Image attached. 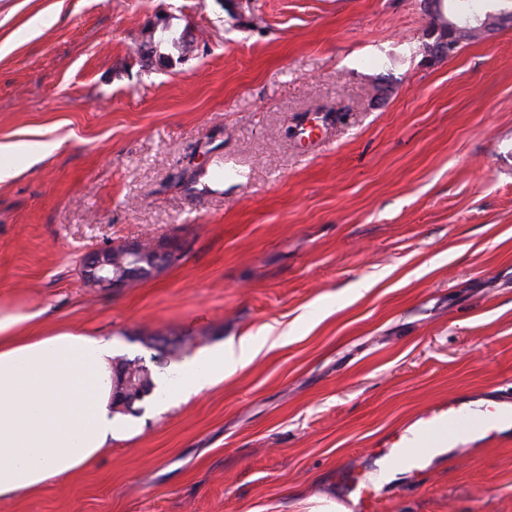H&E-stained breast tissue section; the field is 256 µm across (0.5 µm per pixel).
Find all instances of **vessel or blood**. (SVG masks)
Returning a JSON list of instances; mask_svg holds the SVG:
<instances>
[{
	"label": "vessel or blood",
	"mask_w": 512,
	"mask_h": 512,
	"mask_svg": "<svg viewBox=\"0 0 512 512\" xmlns=\"http://www.w3.org/2000/svg\"><path fill=\"white\" fill-rule=\"evenodd\" d=\"M512 435V397L478 398L469 394L439 401L417 412L390 433L375 454L383 469L406 467L417 475L448 448H470ZM340 481L351 497L353 512H374L378 493L356 470L342 471Z\"/></svg>",
	"instance_id": "1"
}]
</instances>
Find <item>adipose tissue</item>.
<instances>
[{
    "label": "adipose tissue",
    "mask_w": 512,
    "mask_h": 512,
    "mask_svg": "<svg viewBox=\"0 0 512 512\" xmlns=\"http://www.w3.org/2000/svg\"><path fill=\"white\" fill-rule=\"evenodd\" d=\"M35 312L0 310V502L37 495L90 466L132 430L110 405L111 340L77 327L42 331ZM262 344L250 337L193 357L167 403L221 384Z\"/></svg>",
    "instance_id": "obj_1"
}]
</instances>
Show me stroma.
<instances>
[{"instance_id": "obj_1", "label": "stroma", "mask_w": 512, "mask_h": 512, "mask_svg": "<svg viewBox=\"0 0 512 512\" xmlns=\"http://www.w3.org/2000/svg\"><path fill=\"white\" fill-rule=\"evenodd\" d=\"M450 57L422 0H0V309L45 329L264 346L140 403L139 435L0 512H308L412 415L512 396V0ZM50 23L38 34L28 24ZM192 36L187 50L171 37ZM174 260L116 290L89 253ZM379 512H512V439L381 489ZM58 143H18V144H0V154H22L28 157L45 156L58 149ZM132 249L117 246L90 255L84 264L83 276L85 280L96 288L112 289L123 288L129 280L112 277V266L122 264L124 257L132 253ZM263 342L244 336L237 343L230 342L225 348L212 350L201 356L186 360L178 369L180 383L171 386L166 380L161 386L168 404H179L189 399L192 394L215 387L238 367L252 360L261 350Z\"/></svg>"}]
</instances>
